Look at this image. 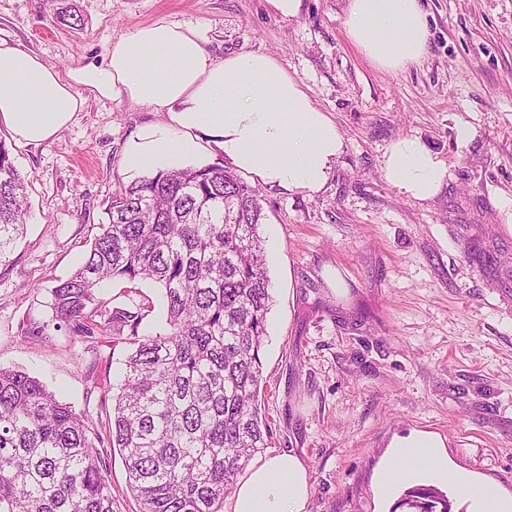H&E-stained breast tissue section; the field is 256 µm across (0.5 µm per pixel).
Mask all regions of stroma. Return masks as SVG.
Instances as JSON below:
<instances>
[{"mask_svg": "<svg viewBox=\"0 0 512 512\" xmlns=\"http://www.w3.org/2000/svg\"><path fill=\"white\" fill-rule=\"evenodd\" d=\"M430 38L400 72L349 41L347 0H303L299 16L266 0H0V38L65 70L103 62L111 43L159 20L196 28L210 57L274 55L336 121L345 147L320 192L260 186L273 305L259 403L263 456L297 455L310 512H378L372 482L390 442L438 435L461 467L512 491V0H422ZM79 16L72 28L62 11ZM163 113L89 97L47 142L12 144L30 180L24 234L0 259V368L39 379L93 422L106 416L88 375L119 383L130 337L51 327L50 290L78 267L108 199L131 178L127 141ZM471 135L459 141L457 129ZM416 138L448 167L430 200L383 174L392 141ZM109 307L144 303L149 282L101 291ZM47 325L46 336H31Z\"/></svg>", "mask_w": 512, "mask_h": 512, "instance_id": "stroma-1", "label": "stroma"}]
</instances>
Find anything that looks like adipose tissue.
<instances>
[{
  "mask_svg": "<svg viewBox=\"0 0 512 512\" xmlns=\"http://www.w3.org/2000/svg\"><path fill=\"white\" fill-rule=\"evenodd\" d=\"M344 29L377 68L407 69L425 56L428 17L421 0H348ZM126 99L165 112L127 143L124 166L145 177L179 169L206 148L239 171L286 191H320L343 152L344 138L305 86L260 52L212 60L198 33L157 21L111 44L106 59L68 71L0 40V125L20 144H40L84 109L86 94ZM384 174L405 196L436 195L448 167L421 141L401 138L385 154ZM431 482L461 495L468 512H512V492L459 466L436 435L394 439L373 485L381 504L408 485ZM312 487L304 463L277 454L253 463L237 482L228 512H308Z\"/></svg>",
  "mask_w": 512,
  "mask_h": 512,
  "instance_id": "ef3b65f1",
  "label": "adipose tissue"
}]
</instances>
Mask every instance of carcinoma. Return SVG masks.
I'll list each match as a JSON object with an SVG mask.
<instances>
[{"label": "carcinoma", "mask_w": 512, "mask_h": 512, "mask_svg": "<svg viewBox=\"0 0 512 512\" xmlns=\"http://www.w3.org/2000/svg\"><path fill=\"white\" fill-rule=\"evenodd\" d=\"M29 201L0 139V258L23 234ZM83 261L51 288L56 327L91 336L92 317L135 338L111 397L108 431L59 401L37 378L0 368V512H113L107 449L124 460L139 512H224V496L270 444L260 416V351L272 306L259 226L260 192L229 168L187 167L116 192ZM151 280L166 330L139 338L141 304L110 308L104 284ZM406 505L448 512L431 488Z\"/></svg>", "instance_id": "1"}]
</instances>
